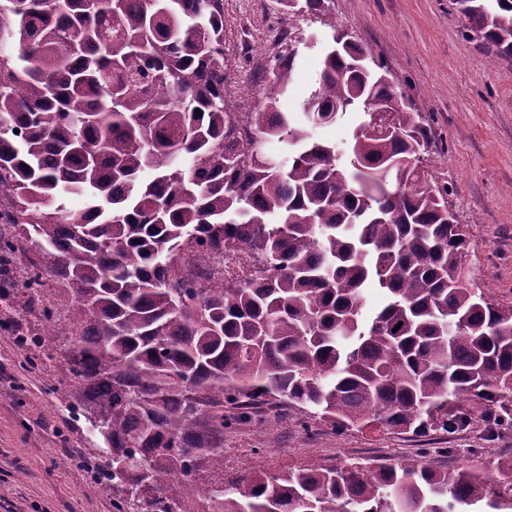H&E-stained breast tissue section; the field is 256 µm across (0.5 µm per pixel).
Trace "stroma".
<instances>
[{"instance_id": "obj_1", "label": "stroma", "mask_w": 512, "mask_h": 512, "mask_svg": "<svg viewBox=\"0 0 512 512\" xmlns=\"http://www.w3.org/2000/svg\"><path fill=\"white\" fill-rule=\"evenodd\" d=\"M335 28L320 15L280 11L275 0H224L230 98L238 111L262 108L266 74L279 54L271 38L295 26L298 57L280 95L294 111L320 68L307 39L333 31L363 43L397 91L410 96L428 129L425 176L446 190L448 209L467 229L470 280L500 303H512V58L468 37L452 0H335ZM72 388L55 361L30 364L11 332L0 330V512H113L112 491L92 483L71 459L100 456L85 420L73 417ZM224 480L253 473L360 461L395 464L424 459L450 472L512 457V429L488 432L481 417L465 430L413 434L399 429L340 430L282 402L260 405L250 424L224 429ZM69 466H61L62 458Z\"/></svg>"}]
</instances>
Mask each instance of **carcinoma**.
<instances>
[{
    "mask_svg": "<svg viewBox=\"0 0 512 512\" xmlns=\"http://www.w3.org/2000/svg\"><path fill=\"white\" fill-rule=\"evenodd\" d=\"M278 3L335 29L294 112L235 111L224 0H0V268L22 271L0 279V326L31 362L61 355L116 512H512V460L500 479L409 459L197 483L224 473V426L271 400L345 429L452 434L474 404L512 428V306L466 283L421 112L336 30L335 0ZM453 4L512 57V0ZM342 118L345 142L314 136ZM186 247H245L257 275L181 278Z\"/></svg>",
    "mask_w": 512,
    "mask_h": 512,
    "instance_id": "cac0c4a2",
    "label": "carcinoma"
}]
</instances>
